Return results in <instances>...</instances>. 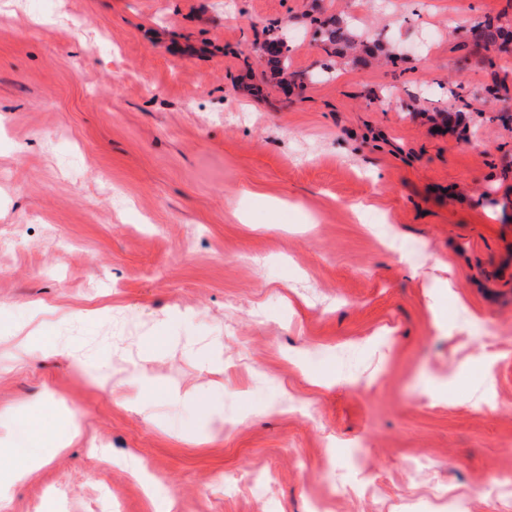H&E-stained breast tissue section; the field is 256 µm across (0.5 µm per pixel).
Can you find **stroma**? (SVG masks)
<instances>
[{"label": "stroma", "instance_id": "35a3bbf8", "mask_svg": "<svg viewBox=\"0 0 512 512\" xmlns=\"http://www.w3.org/2000/svg\"><path fill=\"white\" fill-rule=\"evenodd\" d=\"M313 1L397 63L327 57ZM498 15L512 0H0V444L50 424L0 512H512V120L486 93L512 57L448 26ZM272 25L314 78L245 94ZM136 373L165 393L117 405Z\"/></svg>", "mask_w": 512, "mask_h": 512}]
</instances>
